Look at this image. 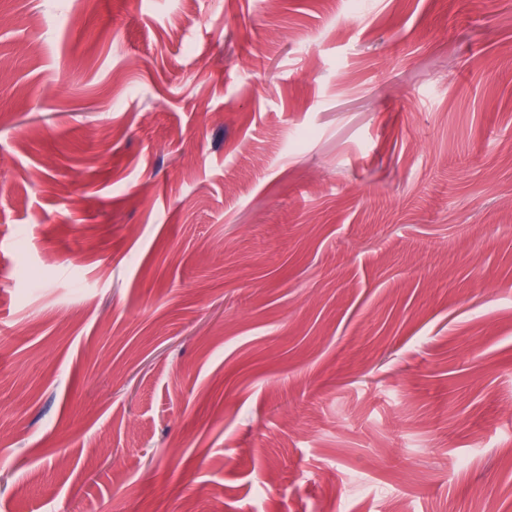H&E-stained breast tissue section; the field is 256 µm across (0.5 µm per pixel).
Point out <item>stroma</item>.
I'll use <instances>...</instances> for the list:
<instances>
[{
  "label": "stroma",
  "mask_w": 512,
  "mask_h": 512,
  "mask_svg": "<svg viewBox=\"0 0 512 512\" xmlns=\"http://www.w3.org/2000/svg\"><path fill=\"white\" fill-rule=\"evenodd\" d=\"M52 2L0 0V512H512V0Z\"/></svg>",
  "instance_id": "35a3bbf8"
}]
</instances>
